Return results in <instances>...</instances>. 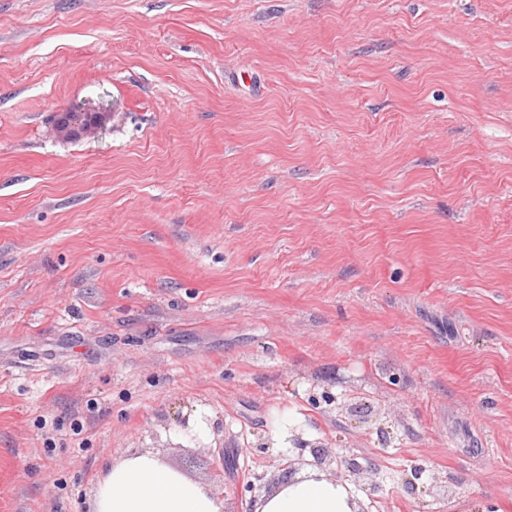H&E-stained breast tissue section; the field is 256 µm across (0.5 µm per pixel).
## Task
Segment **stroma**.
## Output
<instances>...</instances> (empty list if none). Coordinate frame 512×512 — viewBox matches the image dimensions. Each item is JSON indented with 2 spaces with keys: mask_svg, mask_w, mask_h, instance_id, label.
Returning a JSON list of instances; mask_svg holds the SVG:
<instances>
[{
  "mask_svg": "<svg viewBox=\"0 0 512 512\" xmlns=\"http://www.w3.org/2000/svg\"><path fill=\"white\" fill-rule=\"evenodd\" d=\"M311 444L512 512V0H0V512Z\"/></svg>",
  "mask_w": 512,
  "mask_h": 512,
  "instance_id": "35a3bbf8",
  "label": "stroma"
}]
</instances>
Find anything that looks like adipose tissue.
I'll return each mask as SVG.
<instances>
[{
    "label": "adipose tissue",
    "mask_w": 512,
    "mask_h": 512,
    "mask_svg": "<svg viewBox=\"0 0 512 512\" xmlns=\"http://www.w3.org/2000/svg\"><path fill=\"white\" fill-rule=\"evenodd\" d=\"M347 486L310 467L280 480L261 496L254 512H353ZM223 503L203 484L158 455L134 452L112 463L101 476L92 512H222Z\"/></svg>",
    "instance_id": "1"
}]
</instances>
